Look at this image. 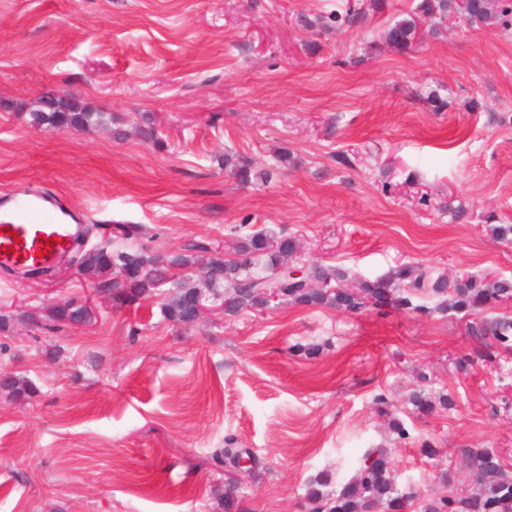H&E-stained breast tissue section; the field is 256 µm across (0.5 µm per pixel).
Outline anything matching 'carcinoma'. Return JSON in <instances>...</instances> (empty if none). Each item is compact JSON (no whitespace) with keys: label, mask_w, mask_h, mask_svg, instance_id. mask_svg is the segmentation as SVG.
Instances as JSON below:
<instances>
[{"label":"carcinoma","mask_w":512,"mask_h":512,"mask_svg":"<svg viewBox=\"0 0 512 512\" xmlns=\"http://www.w3.org/2000/svg\"><path fill=\"white\" fill-rule=\"evenodd\" d=\"M456 7L455 0H420L421 16L431 22L446 19ZM468 23L507 29L512 26V3L497 0L495 7L486 9L483 0H472L468 8ZM417 36L416 23L402 20L385 34L388 44L405 49ZM32 121L55 130L78 129L102 121L103 113L79 106L73 98L59 101V107L41 106L31 112ZM224 167L229 169L242 185L264 183L268 171H256L247 161L230 154L224 155ZM298 251L296 240L273 230L261 229L242 238L239 257L226 259L220 252L210 258L216 271L194 284L191 278L177 280L173 269L188 270L195 257L178 254L170 259L150 255L141 247L117 244L88 251L82 265L95 272H112L117 278L101 286L113 290V297L127 301L147 298L158 290L157 283L166 282L173 290L164 310L169 320L177 324L187 322L191 299L201 294L214 302L224 304V315L236 316L258 306L263 288L280 289L281 301L310 307L331 306L358 313L385 304L409 313L432 314L454 310L471 315L483 309L512 299V281L490 275L469 273L449 281L432 278L421 266L402 264L384 277L359 279L352 270L342 266L312 264L302 277L289 273L293 257ZM325 283V288H309L307 283ZM51 319L71 323L89 322L84 307L74 301L51 308ZM469 336L480 341L492 337L491 348L512 352V318L479 317L466 324ZM461 455L470 465L475 485L465 496L453 493L418 500L414 490L398 488L395 471L388 451L376 448L366 456L359 471L348 481L336 484V489L325 491L327 483L314 480L307 500L310 512H405L410 503L420 501V512H512V475L503 468L499 455L492 449L463 448Z\"/></svg>","instance_id":"carcinoma-1"}]
</instances>
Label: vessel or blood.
<instances>
[{
  "label": "vessel or blood",
  "instance_id": "1",
  "mask_svg": "<svg viewBox=\"0 0 512 512\" xmlns=\"http://www.w3.org/2000/svg\"><path fill=\"white\" fill-rule=\"evenodd\" d=\"M82 235L44 194L0 202V267L55 266Z\"/></svg>",
  "mask_w": 512,
  "mask_h": 512
}]
</instances>
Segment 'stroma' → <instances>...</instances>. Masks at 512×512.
<instances>
[{
    "instance_id": "35a3bbf8",
    "label": "stroma",
    "mask_w": 512,
    "mask_h": 512,
    "mask_svg": "<svg viewBox=\"0 0 512 512\" xmlns=\"http://www.w3.org/2000/svg\"><path fill=\"white\" fill-rule=\"evenodd\" d=\"M418 2L0 0V194L62 196L88 250L130 224L151 254L201 265L234 256L241 224L362 279L401 264L512 279L493 231L512 224V33L452 17L391 47ZM350 5L358 25L314 28ZM50 94L103 122L36 126ZM146 114L154 144L133 134ZM228 153L272 179L240 186ZM103 280L73 261L40 281L0 272V377L26 387L0 388V512H226L228 435L257 460L233 512H307L316 475L349 479L372 448L422 498L442 470L471 488L464 447L512 472V353L483 360L461 314L288 303L186 327L168 294L124 303ZM88 298L91 326L50 320ZM416 392L451 405L418 409ZM417 36V27L414 20H402L395 23L385 34L388 44L398 49H406Z\"/></svg>"
}]
</instances>
